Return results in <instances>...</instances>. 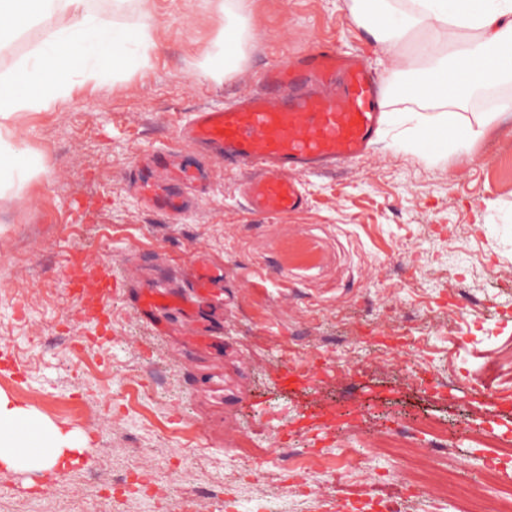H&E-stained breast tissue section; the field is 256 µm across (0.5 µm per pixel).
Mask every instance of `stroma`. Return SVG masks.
<instances>
[{"instance_id": "obj_1", "label": "stroma", "mask_w": 512, "mask_h": 512, "mask_svg": "<svg viewBox=\"0 0 512 512\" xmlns=\"http://www.w3.org/2000/svg\"><path fill=\"white\" fill-rule=\"evenodd\" d=\"M224 2L150 0L157 47L147 65L76 73L68 98L9 122L36 173L21 189L0 192V242L26 248L19 262L0 256V348L21 370L0 378V392L83 445L66 468L79 512L101 510L100 492L78 474L98 465L103 448L127 477L112 512H181L198 488L211 491L199 512H322L333 492L400 502L412 492L418 512H458L441 503L438 487L404 479L397 455L373 442L430 418L446 428L464 483L480 481V461L492 454L458 434L460 425L485 422L469 387L431 395L403 375L466 371L464 341L491 350L512 340V114L449 149L416 142V103L389 90L381 108L392 117L363 159L294 172L305 203L288 217L255 212L243 171L179 140L193 113L258 92L265 71L325 45L362 56L383 84L391 64L354 21L350 0H251L238 69L200 78L224 30ZM67 22L52 15L1 40L0 73ZM161 149L201 175L177 217L137 188ZM78 252L112 262L117 290L105 311L88 314L85 299L64 286ZM198 254L224 267L223 308L201 305L191 321L167 309L165 329L156 331L137 312L138 285L192 295L188 265ZM33 264L34 280L24 272ZM424 267L459 279L421 280ZM381 268L391 279L378 277ZM469 296L483 302L471 335L462 331ZM190 326L205 330L202 341L187 336ZM287 356L331 373L354 359L363 368L295 391L276 380ZM352 400L365 406L358 427L284 436L317 406ZM246 440L259 450L250 461L238 455ZM281 443L302 449L305 465L280 462ZM344 448L364 465L337 490L331 470ZM38 480L0 467V512H54L23 498Z\"/></svg>"}]
</instances>
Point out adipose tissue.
<instances>
[{"label": "adipose tissue", "mask_w": 512, "mask_h": 512, "mask_svg": "<svg viewBox=\"0 0 512 512\" xmlns=\"http://www.w3.org/2000/svg\"><path fill=\"white\" fill-rule=\"evenodd\" d=\"M248 2L227 0L229 46L208 56L206 76L217 79L238 68L239 22ZM351 12L390 58L401 96L437 108V124L419 125L420 139L441 134L452 147L470 141L471 127L462 115L470 99L512 81V0H351ZM53 14L69 16V24L30 59L0 74V190L22 185L33 174L5 138L7 121L67 97L76 72L143 64L155 46L151 25L111 21L89 11L86 0H0V35L25 31L34 18ZM80 452L70 433L0 393L1 467L47 472L76 462Z\"/></svg>", "instance_id": "obj_1"}]
</instances>
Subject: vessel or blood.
<instances>
[{"mask_svg": "<svg viewBox=\"0 0 512 512\" xmlns=\"http://www.w3.org/2000/svg\"><path fill=\"white\" fill-rule=\"evenodd\" d=\"M264 80L270 93L198 113L179 135L217 159L247 163L250 207L266 214H285L305 202L289 170L359 160L379 128L380 100L366 63L330 46L273 68ZM155 161L167 178L161 181L148 173L141 175V194L160 210L183 211L186 202L170 183L189 180V173L170 166L167 151H158ZM193 269L195 296L221 297L223 267L197 259ZM65 278L79 292L104 300L109 297L112 283L107 268L75 269L66 272ZM171 303L170 294L158 288H142L137 293L138 312L146 319H154Z\"/></svg>", "mask_w": 512, "mask_h": 512, "instance_id": "b4317fda", "label": "vessel or blood"}]
</instances>
